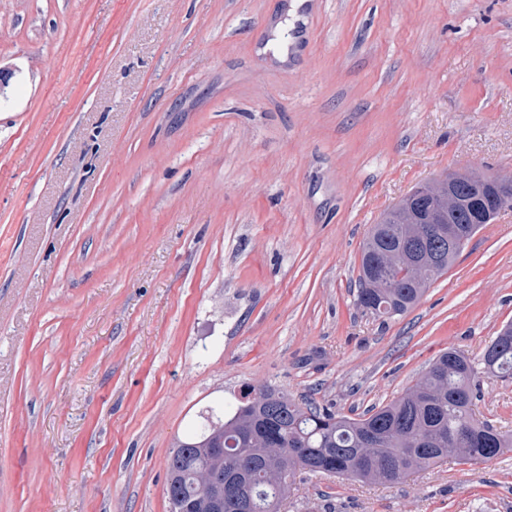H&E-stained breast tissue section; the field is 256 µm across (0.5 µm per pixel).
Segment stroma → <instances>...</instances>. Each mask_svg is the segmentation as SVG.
I'll use <instances>...</instances> for the list:
<instances>
[{
	"mask_svg": "<svg viewBox=\"0 0 512 512\" xmlns=\"http://www.w3.org/2000/svg\"><path fill=\"white\" fill-rule=\"evenodd\" d=\"M0 9V512H170L174 435L248 385L387 403L512 321V210L406 313L356 303L363 242L419 184L512 177V0ZM479 419L512 433V382ZM512 512V451L377 486L298 475L281 512ZM314 0H302L299 13L302 19H299L294 28L292 38L289 39L286 50L282 56V64L286 65L308 46V28L307 20L310 15Z\"/></svg>",
	"mask_w": 512,
	"mask_h": 512,
	"instance_id": "1",
	"label": "stroma"
}]
</instances>
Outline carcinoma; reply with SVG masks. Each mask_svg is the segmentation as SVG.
<instances>
[{"mask_svg":"<svg viewBox=\"0 0 512 512\" xmlns=\"http://www.w3.org/2000/svg\"><path fill=\"white\" fill-rule=\"evenodd\" d=\"M502 211L490 185L458 174L437 191L428 184L387 211L372 225L361 251L356 303L384 320L407 312L434 280L445 274L480 226ZM464 233L448 239V227ZM382 256L385 279L373 277L372 262ZM433 264L428 281L409 269ZM477 358L448 350L394 400L357 417L336 414L298 400L269 384L263 396L246 387L234 404L202 416L189 435L173 439L167 462L166 493L171 512H280L299 472L363 483L391 485L404 476L448 460L488 463L512 451V434L476 418L477 386L484 376L512 379V322L504 324ZM372 449L366 455L363 449ZM208 471L216 480L200 487L195 475ZM252 488L254 508L246 509L237 480Z\"/></svg>","mask_w":512,"mask_h":512,"instance_id":"cac0c4a2","label":"carcinoma"}]
</instances>
